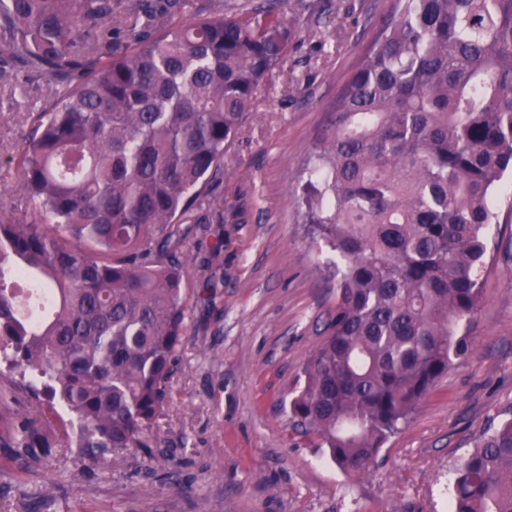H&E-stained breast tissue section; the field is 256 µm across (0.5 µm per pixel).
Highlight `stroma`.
<instances>
[{"label":"stroma","mask_w":512,"mask_h":512,"mask_svg":"<svg viewBox=\"0 0 512 512\" xmlns=\"http://www.w3.org/2000/svg\"><path fill=\"white\" fill-rule=\"evenodd\" d=\"M391 0H284L296 30L283 66L256 93L224 156L220 224L187 234L190 318L151 454L87 468L59 440L16 460L0 448V512H450L456 471L478 438L512 417V174L496 192L477 275L471 352L449 369L366 475L338 468L288 407L321 343L337 255L302 223L294 188L327 108ZM48 79L0 91V209L24 208L9 160Z\"/></svg>","instance_id":"35a3bbf8"}]
</instances>
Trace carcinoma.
<instances>
[{"label":"carcinoma","instance_id":"obj_1","mask_svg":"<svg viewBox=\"0 0 512 512\" xmlns=\"http://www.w3.org/2000/svg\"><path fill=\"white\" fill-rule=\"evenodd\" d=\"M296 30L277 0H0V87L53 93L14 161L28 210L0 212V429L33 459L151 447L189 311L169 224L224 222V152ZM512 169V0H392L328 110L299 186L341 258L336 305L291 421L363 475L470 351L475 267ZM451 512H512V420L463 460Z\"/></svg>","mask_w":512,"mask_h":512}]
</instances>
